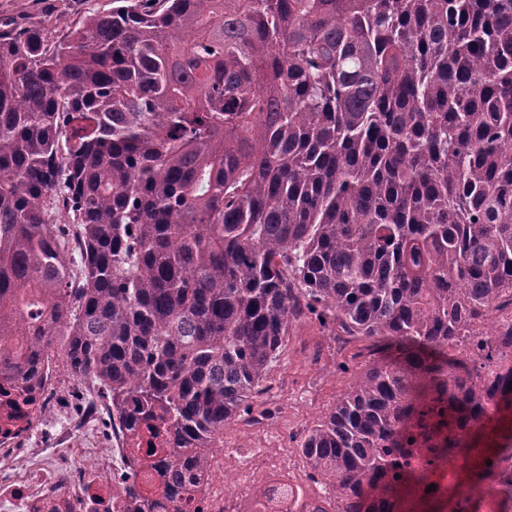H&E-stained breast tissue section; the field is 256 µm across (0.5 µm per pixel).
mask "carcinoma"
<instances>
[{"instance_id":"obj_1","label":"carcinoma","mask_w":512,"mask_h":512,"mask_svg":"<svg viewBox=\"0 0 512 512\" xmlns=\"http://www.w3.org/2000/svg\"><path fill=\"white\" fill-rule=\"evenodd\" d=\"M309 315L369 341L298 448L336 496L273 480L242 512H452L393 476L439 402L456 496L512 453L487 372L512 349V0H112L0 30L1 430L50 365L90 378L146 461L131 493L201 512Z\"/></svg>"}]
</instances>
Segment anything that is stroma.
I'll list each match as a JSON object with an SVG mask.
<instances>
[{
    "instance_id": "35a3bbf8",
    "label": "stroma",
    "mask_w": 512,
    "mask_h": 512,
    "mask_svg": "<svg viewBox=\"0 0 512 512\" xmlns=\"http://www.w3.org/2000/svg\"><path fill=\"white\" fill-rule=\"evenodd\" d=\"M111 0H0V26L45 24L56 33L78 25L88 12L105 11ZM367 342L341 344L317 321L306 319L291 331L267 380L268 389L254 401L267 412L272 432L261 439L236 420L224 429V442L252 449L255 456H279L298 468L297 448L307 430L335 404L368 357Z\"/></svg>"
}]
</instances>
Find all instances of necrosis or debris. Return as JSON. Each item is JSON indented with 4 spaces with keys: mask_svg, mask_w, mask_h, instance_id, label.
<instances>
[{
    "mask_svg": "<svg viewBox=\"0 0 512 512\" xmlns=\"http://www.w3.org/2000/svg\"><path fill=\"white\" fill-rule=\"evenodd\" d=\"M410 471L426 474L420 494L427 499L454 477L446 450L425 445L401 455L398 474ZM140 476L124 428L82 379L51 378L33 419L0 433V512H167L164 500L128 496Z\"/></svg>",
    "mask_w": 512,
    "mask_h": 512,
    "instance_id": "obj_1",
    "label": "necrosis or debris"
}]
</instances>
